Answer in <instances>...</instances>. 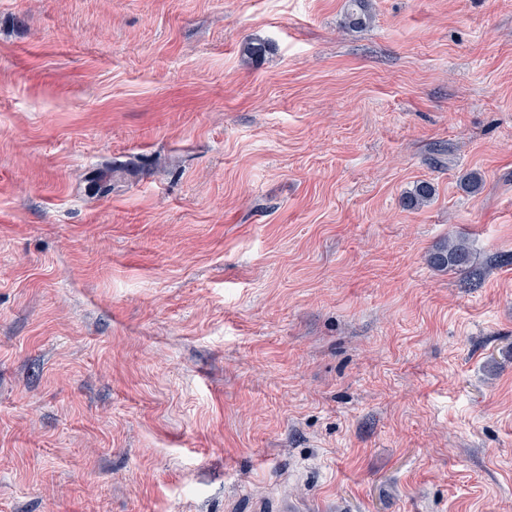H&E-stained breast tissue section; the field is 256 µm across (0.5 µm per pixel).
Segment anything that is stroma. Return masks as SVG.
<instances>
[{
  "mask_svg": "<svg viewBox=\"0 0 512 512\" xmlns=\"http://www.w3.org/2000/svg\"><path fill=\"white\" fill-rule=\"evenodd\" d=\"M346 3L0 0V512H512V0ZM372 19L369 0H348V8L344 15V27L351 31L366 28ZM429 264L440 270L465 271L478 276L472 266V254L467 241L461 236L449 237L444 240L428 256Z\"/></svg>",
  "mask_w": 512,
  "mask_h": 512,
  "instance_id": "35a3bbf8",
  "label": "stroma"
}]
</instances>
